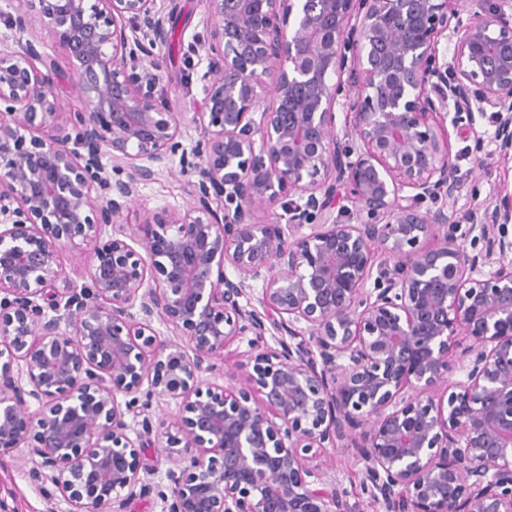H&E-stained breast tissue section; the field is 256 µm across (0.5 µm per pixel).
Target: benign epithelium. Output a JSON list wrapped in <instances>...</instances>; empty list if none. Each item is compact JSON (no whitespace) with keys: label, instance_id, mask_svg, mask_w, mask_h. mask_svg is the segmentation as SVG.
Returning <instances> with one entry per match:
<instances>
[{"label":"benign epithelium","instance_id":"benign-epithelium-1","mask_svg":"<svg viewBox=\"0 0 512 512\" xmlns=\"http://www.w3.org/2000/svg\"><path fill=\"white\" fill-rule=\"evenodd\" d=\"M47 2L40 23L77 62L81 106L57 112L31 44L0 56V451L27 445L73 512H124L140 467L124 416L150 435L152 400L169 398L182 409L156 433L174 461L167 512H349L305 460L348 439L384 512H512V191L473 217L475 254L445 212L448 112L496 114L512 151V0L465 25L457 0H209L222 47L208 45L201 138L181 154L199 180L185 211L138 225L149 266L101 233L180 149L155 53L164 18L156 0ZM45 127L57 133L22 134ZM340 189L367 221L335 211ZM276 205L288 224L259 223ZM77 238L92 244L80 291L59 286L58 250ZM382 248L393 265L374 278ZM258 280L263 316L240 304ZM155 315L187 347L158 340ZM268 323L309 343L255 354L235 393L202 390L225 345ZM459 336L466 380L450 383Z\"/></svg>","mask_w":512,"mask_h":512}]
</instances>
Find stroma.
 Here are the masks:
<instances>
[{
	"mask_svg": "<svg viewBox=\"0 0 512 512\" xmlns=\"http://www.w3.org/2000/svg\"><path fill=\"white\" fill-rule=\"evenodd\" d=\"M42 0H0V54L17 51L21 42L31 41L41 54L53 60L44 75L57 88L58 109L71 112L79 102L71 94L68 80L76 62L58 45L51 28L33 25L19 33L9 25L10 16L26 10L31 16L43 11ZM156 8L167 14V42L159 52L164 60V84L168 90L169 110L178 125V140L182 151L192 152L200 138V131L192 122L207 93L209 80L208 57L204 44L210 41L204 25L208 14V0H157ZM495 114L476 117L461 116L450 131V145L458 191L448 203V221L458 225L462 235L470 233V217L493 208L501 189H512V152L500 151ZM196 172L184 170L179 160H172L170 168L154 180L137 185V203L125 211L118 224L106 227V234L133 241L138 225L151 223L165 213L181 210L191 201ZM281 336L269 331L263 337L252 335L235 337L224 348V354L215 362L212 371L202 374L201 388L215 390L238 389L237 376L241 366L249 364L256 345L276 348ZM126 434L135 445L140 458V484L129 494L125 512H166L161 490L167 489L166 478L172 463L164 451L148 443L141 435L140 422L126 416ZM315 464L321 468L324 481L335 484L342 492L350 512H382L363 489L366 463L349 441L316 455ZM38 464L28 457L25 449L0 452V512H71V503L62 495L47 496L46 482L38 476Z\"/></svg>",
	"mask_w": 512,
	"mask_h": 512,
	"instance_id": "1",
	"label": "stroma"
}]
</instances>
